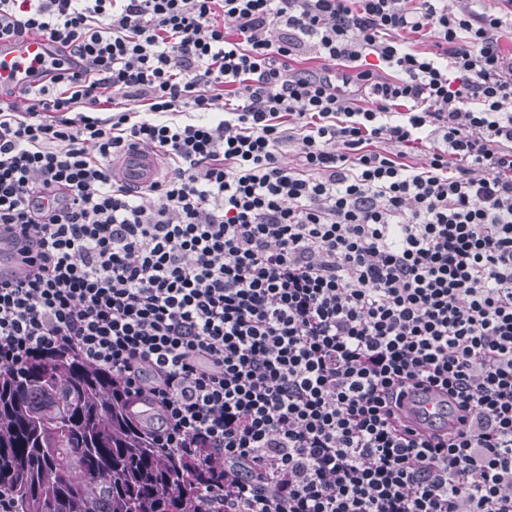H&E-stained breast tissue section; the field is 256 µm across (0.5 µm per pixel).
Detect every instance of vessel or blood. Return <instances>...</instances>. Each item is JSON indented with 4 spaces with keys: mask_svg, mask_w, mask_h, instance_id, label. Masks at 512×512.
<instances>
[{
    "mask_svg": "<svg viewBox=\"0 0 512 512\" xmlns=\"http://www.w3.org/2000/svg\"><path fill=\"white\" fill-rule=\"evenodd\" d=\"M71 68L67 56L56 53L41 35L32 33L0 41V84L14 92L37 87L44 72ZM112 170L123 183L142 192L159 176L161 160L155 150L134 145L120 150ZM402 413L409 425L417 428L426 419L443 421L446 407L440 396H410L404 401Z\"/></svg>",
    "mask_w": 512,
    "mask_h": 512,
    "instance_id": "b4317fda",
    "label": "vessel or blood"
}]
</instances>
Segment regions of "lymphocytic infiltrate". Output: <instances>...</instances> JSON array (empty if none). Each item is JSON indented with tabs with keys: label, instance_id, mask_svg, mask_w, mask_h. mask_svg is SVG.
<instances>
[{
	"label": "lymphocytic infiltrate",
	"instance_id": "f902f5d3",
	"mask_svg": "<svg viewBox=\"0 0 512 512\" xmlns=\"http://www.w3.org/2000/svg\"><path fill=\"white\" fill-rule=\"evenodd\" d=\"M509 28L452 0H0V39L82 72L0 97V367L108 372L201 512H512ZM131 141L164 161L145 197L112 172ZM419 390L460 429L404 425Z\"/></svg>",
	"mask_w": 512,
	"mask_h": 512
}]
</instances>
